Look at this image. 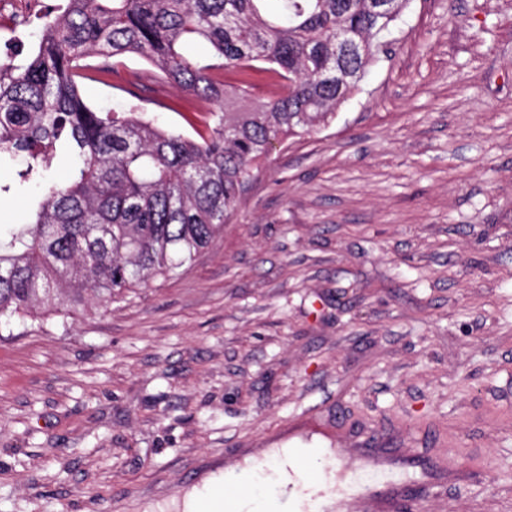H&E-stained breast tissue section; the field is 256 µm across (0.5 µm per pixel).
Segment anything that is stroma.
<instances>
[{
	"mask_svg": "<svg viewBox=\"0 0 512 512\" xmlns=\"http://www.w3.org/2000/svg\"><path fill=\"white\" fill-rule=\"evenodd\" d=\"M389 39L192 267L0 335V512H187L291 448L323 451L298 486L349 497L373 476L328 450L359 434L447 459L391 473L411 512H512V0H411ZM123 68L149 99L87 80L90 105L205 131Z\"/></svg>",
	"mask_w": 512,
	"mask_h": 512,
	"instance_id": "35a3bbf8",
	"label": "stroma"
}]
</instances>
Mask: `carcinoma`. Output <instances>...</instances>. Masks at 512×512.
I'll return each mask as SVG.
<instances>
[{
    "instance_id": "cac0c4a2",
    "label": "carcinoma",
    "mask_w": 512,
    "mask_h": 512,
    "mask_svg": "<svg viewBox=\"0 0 512 512\" xmlns=\"http://www.w3.org/2000/svg\"><path fill=\"white\" fill-rule=\"evenodd\" d=\"M263 2L68 0L30 54L0 64V170L30 186L57 146L76 158L28 222L0 225V331L21 315L108 306L191 266L274 145L328 124L366 67L391 56L382 36L409 0H275L272 17ZM193 44L204 52L188 54ZM128 55L210 104L207 133L90 106L82 81L132 83ZM258 79L279 91L254 104Z\"/></svg>"
}]
</instances>
